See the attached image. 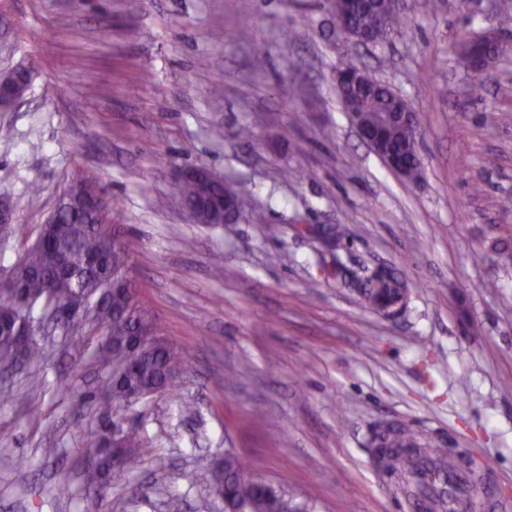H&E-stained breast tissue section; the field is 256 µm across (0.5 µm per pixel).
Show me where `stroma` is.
<instances>
[{"label":"stroma","instance_id":"35a3bbf8","mask_svg":"<svg viewBox=\"0 0 512 512\" xmlns=\"http://www.w3.org/2000/svg\"><path fill=\"white\" fill-rule=\"evenodd\" d=\"M403 13L406 31L363 47L339 34L330 0H0V73L30 72L0 109V196L16 208L0 273L93 176L141 303L192 355L174 392L130 414L147 440L140 469L92 504L75 460L103 421L87 399L107 375L98 335L76 348L46 337L38 364L0 372V512H218L212 474L228 452L315 512H415L373 446L385 424L482 464L480 512H512V210L499 206L512 196V53L479 89L455 53L485 28L512 43L497 22L512 0H404ZM342 60L417 112L420 182L355 133ZM198 166L233 181L237 222L185 211L176 173ZM334 224L347 234L331 244ZM365 267L407 282L399 316L362 300Z\"/></svg>","mask_w":512,"mask_h":512}]
</instances>
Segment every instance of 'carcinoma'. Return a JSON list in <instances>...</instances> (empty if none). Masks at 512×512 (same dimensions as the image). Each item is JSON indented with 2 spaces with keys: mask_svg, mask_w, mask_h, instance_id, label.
I'll return each mask as SVG.
<instances>
[{
  "mask_svg": "<svg viewBox=\"0 0 512 512\" xmlns=\"http://www.w3.org/2000/svg\"><path fill=\"white\" fill-rule=\"evenodd\" d=\"M361 30H375L386 36L398 32L405 19L392 0L361 5L353 18ZM0 86L24 95L28 87L26 73L15 70L0 75ZM391 89L376 78L367 80L364 96L365 117L390 107ZM389 146L404 148L414 138V130L391 124L386 127ZM102 193L98 182L88 176L80 178L76 192L60 210L56 224L60 232L35 242L24 256L5 273L10 283L0 288V347H9L29 335L31 324L49 303L71 310H83L89 319H71L61 327L62 336L73 339L91 331L93 326L111 329L99 339L96 356L109 368L101 390L94 395L99 407L112 418L97 433L89 447L101 449L95 467L81 466L85 486L101 496L112 475V427L123 433L121 450L126 455V470L141 463L146 442L141 432L124 426L130 410L131 391L151 390L166 377L181 372L190 358L187 351L173 348L163 337L150 313L137 297V285L129 274V256L118 232L104 227L106 212L94 204ZM62 271L68 273L71 288L58 297L51 296V281ZM361 293L368 303L380 308H405L409 288L393 272L380 269L360 279ZM420 445L417 435L404 428L392 430V436L380 434L383 448ZM219 479L224 481L228 504L224 512H312V505L297 501L281 487L253 474L238 454L224 458Z\"/></svg>",
  "mask_w": 512,
  "mask_h": 512,
  "instance_id": "carcinoma-1",
  "label": "carcinoma"
}]
</instances>
